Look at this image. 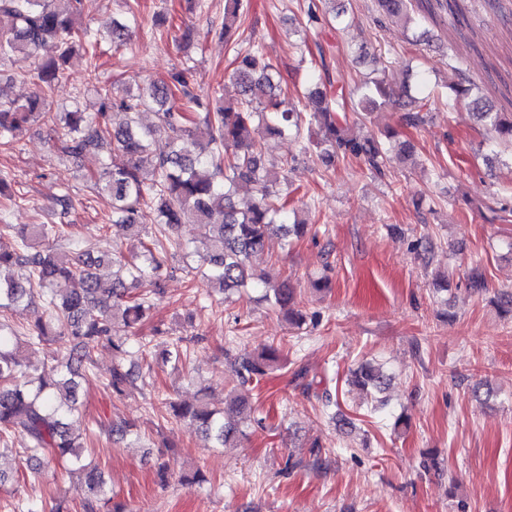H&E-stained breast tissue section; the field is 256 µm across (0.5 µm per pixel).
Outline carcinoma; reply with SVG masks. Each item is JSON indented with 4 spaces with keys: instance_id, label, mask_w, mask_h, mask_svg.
I'll return each mask as SVG.
<instances>
[{
    "instance_id": "cac0c4a2",
    "label": "carcinoma",
    "mask_w": 512,
    "mask_h": 512,
    "mask_svg": "<svg viewBox=\"0 0 512 512\" xmlns=\"http://www.w3.org/2000/svg\"><path fill=\"white\" fill-rule=\"evenodd\" d=\"M64 2L66 9L55 7V0H0V15L12 21L9 29H0V66L17 53L34 56L27 77L36 86L34 94L22 101L0 95V145L17 144L19 132L31 122L54 126L59 131L60 152L89 160L94 185L112 195V223L125 226L138 239L144 224L150 222L158 237L150 246L140 243L142 252L129 258L112 250L94 259L76 250L64 224L0 225V233L12 231L19 239L17 248L0 249V456L5 450L14 451L39 467L57 465L79 474L84 481L81 512H101L104 474L82 457L84 444L70 432L66 417L77 409L79 389L94 367L98 350L112 353L108 387L113 393L120 394L133 383V372L124 364L130 353L128 338L115 334V320L121 318L130 332L149 317L160 294V272L174 256L163 241L197 255L203 262L202 277L222 290L248 286L260 290L258 300L287 311L290 324L299 328L305 316L293 309L296 289L286 283L268 286L253 266V258L264 252L272 233L281 234L288 246L290 237L299 238L307 229L303 221L288 223L287 202L277 189L272 166L256 144V135L298 138L309 119L320 125L322 136L302 144V151L319 150L328 165L339 156L354 159L383 176L395 132L363 139L347 135L338 119L337 103L321 77L309 78L301 106L284 96L276 67L253 46L236 52L234 77L242 99L233 103L223 105L216 95L202 100L194 92L193 70L181 68L169 80L150 82L135 93L111 85L94 87L99 97L94 113L85 111L78 95L69 110L53 112L50 98L74 61H83L90 75L96 70L101 44L119 48L131 40L129 18L113 19L112 30L101 35L83 22L91 0ZM466 2L375 0L374 6L380 18H398L423 36L427 31L422 26L427 22L447 21L454 27L465 23ZM244 10V0H225V43L239 44L237 21ZM49 39L56 54L42 58L38 51ZM455 72L457 82L448 93L419 75L416 91L421 96L416 97L408 83L396 85L383 69L361 81L363 93L357 106L370 114L406 97L408 102L401 105L403 125L418 128L427 120L429 98L445 99L450 106L468 99L477 122L494 139L512 144V98L507 111L494 112L473 96L476 84L466 72L459 67ZM151 107L156 109L157 122L139 123L137 114ZM115 109L127 121L112 128L109 114ZM191 109L205 111V140L191 127ZM161 138L167 140L168 148L158 152L153 145ZM242 182L254 186L256 197L239 210L231 197ZM189 216L205 232L201 239L184 244L177 231ZM37 239L54 241V248H37ZM105 260L117 267L108 288L95 272L96 265ZM24 302L41 303L48 321L20 334L7 323L5 312ZM182 343L180 337L167 342L166 361L183 362ZM23 344L48 348L50 367L37 378L29 374L21 355ZM278 360V349L272 345L257 351L242 348L234 358L244 384L267 375ZM345 382L381 392L389 376L381 367L366 363L349 370ZM163 407L175 420L198 424L219 448L238 441L245 428L257 422L249 414L228 419L224 409L205 396L192 404L166 398ZM10 437L19 439L21 447L12 448Z\"/></svg>"
}]
</instances>
